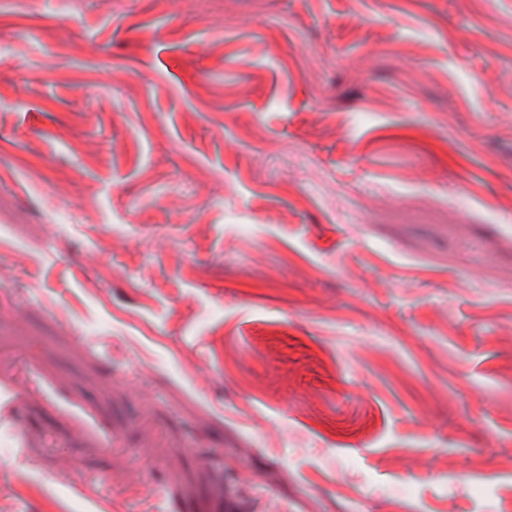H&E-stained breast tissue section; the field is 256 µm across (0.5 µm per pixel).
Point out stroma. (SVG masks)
<instances>
[{"instance_id":"1","label":"stroma","mask_w":512,"mask_h":512,"mask_svg":"<svg viewBox=\"0 0 512 512\" xmlns=\"http://www.w3.org/2000/svg\"><path fill=\"white\" fill-rule=\"evenodd\" d=\"M0 512H512V0H0Z\"/></svg>"}]
</instances>
